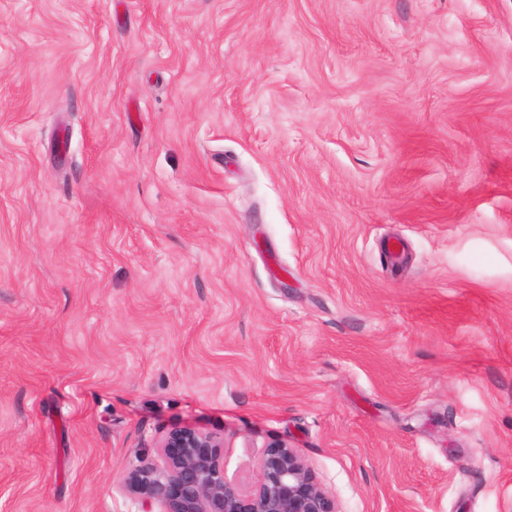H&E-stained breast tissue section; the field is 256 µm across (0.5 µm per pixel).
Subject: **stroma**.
<instances>
[{
  "instance_id": "1",
  "label": "stroma",
  "mask_w": 512,
  "mask_h": 512,
  "mask_svg": "<svg viewBox=\"0 0 512 512\" xmlns=\"http://www.w3.org/2000/svg\"><path fill=\"white\" fill-rule=\"evenodd\" d=\"M184 425L512 512V0H0V512Z\"/></svg>"
}]
</instances>
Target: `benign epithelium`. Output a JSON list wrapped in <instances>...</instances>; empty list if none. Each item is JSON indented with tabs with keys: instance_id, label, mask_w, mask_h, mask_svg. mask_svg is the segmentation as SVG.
<instances>
[{
	"instance_id": "obj_1",
	"label": "benign epithelium",
	"mask_w": 512,
	"mask_h": 512,
	"mask_svg": "<svg viewBox=\"0 0 512 512\" xmlns=\"http://www.w3.org/2000/svg\"><path fill=\"white\" fill-rule=\"evenodd\" d=\"M221 442L193 426L170 431L155 457H142L122 484L142 512H338L303 456L270 445L245 486L224 472Z\"/></svg>"
}]
</instances>
